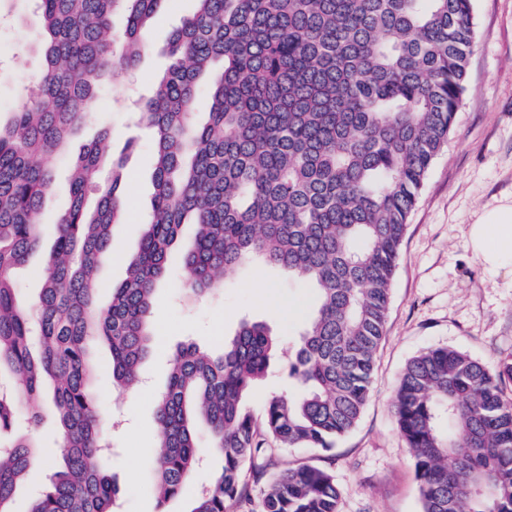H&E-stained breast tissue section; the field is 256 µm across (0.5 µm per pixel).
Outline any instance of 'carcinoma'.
Instances as JSON below:
<instances>
[{"label": "carcinoma", "instance_id": "carcinoma-1", "mask_svg": "<svg viewBox=\"0 0 512 512\" xmlns=\"http://www.w3.org/2000/svg\"><path fill=\"white\" fill-rule=\"evenodd\" d=\"M36 2L44 66L33 95L0 124V370L16 383L0 391V431L14 427L22 402L36 420L50 381L61 432L62 469L28 512H114L88 341L109 346L116 386L137 382L153 343L156 284L188 223L197 228L182 254L191 293H212L250 262L316 289L318 308L288 359L305 394L269 399L264 429L283 448H333L370 398L407 219L467 89L473 0H196L169 37L165 74L139 105L155 192L126 279L98 305L99 259L122 223V173L100 182L104 132L71 162V204L55 226L38 303L22 309L11 272L38 246L33 217L54 182L52 161L91 116L99 86L135 66L141 30L165 0ZM119 12L116 56L106 35ZM206 72L208 119L199 125L193 108ZM280 342L267 324L244 320L216 352L177 347L155 411L159 504L195 477L199 417L222 465L189 512H228L246 498L245 469L266 473L242 400ZM508 385L512 356L490 369L437 347L409 361L394 408L422 512H512ZM41 463L29 438L0 445V512H12L17 484ZM339 498L329 472L303 465L269 479L259 512H339Z\"/></svg>", "mask_w": 512, "mask_h": 512}]
</instances>
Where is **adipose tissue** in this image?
Returning <instances> with one entry per match:
<instances>
[{
  "label": "adipose tissue",
  "mask_w": 512,
  "mask_h": 512,
  "mask_svg": "<svg viewBox=\"0 0 512 512\" xmlns=\"http://www.w3.org/2000/svg\"><path fill=\"white\" fill-rule=\"evenodd\" d=\"M468 242L487 268L512 270V204L499 207L471 224Z\"/></svg>",
  "instance_id": "ef3b65f1"
}]
</instances>
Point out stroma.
Instances as JSON below:
<instances>
[{"instance_id": "35a3bbf8", "label": "stroma", "mask_w": 512, "mask_h": 512, "mask_svg": "<svg viewBox=\"0 0 512 512\" xmlns=\"http://www.w3.org/2000/svg\"><path fill=\"white\" fill-rule=\"evenodd\" d=\"M196 0H164L156 19L144 29L146 50L135 68L116 83H105L91 120L72 141L71 151L110 131L102 158L104 171L123 159L124 194L129 205L124 224L114 229L112 248L102 260L98 298L109 302L126 277V257L139 246L152 210L154 148L132 117L134 104L148 96L167 66L165 47L173 28L191 17ZM475 45L469 58L467 91L456 114L448 144L431 166L412 209L392 282L385 337L378 349L375 382L357 426L328 451L283 448L266 440L269 472L312 465L328 471L341 492L340 512H421L413 458L395 415L396 384L419 353L451 347L487 367L512 353V273L493 271L468 244L470 224L512 203V0H474ZM41 21L29 0L0 7V121L26 102L43 66L37 50L18 53L34 42ZM137 139L135 151L125 149ZM67 165L56 167V181L36 215L43 245H50L55 224L69 204ZM187 273L179 254L155 290L153 347L132 391L112 386L111 354L102 344L93 351L102 369L94 394L102 412L113 413L119 427L112 452L102 462L119 487L115 512H188L210 472L220 466L209 439L200 454L206 467L182 494L159 505L150 466L155 455L156 397L168 382L169 355L184 342L219 348L240 322L262 320L291 341L316 306L313 288L287 273L248 265L222 290L201 299L184 290ZM288 352L280 350L267 378L249 390L244 408L262 422L267 400L288 391Z\"/></svg>"}]
</instances>
